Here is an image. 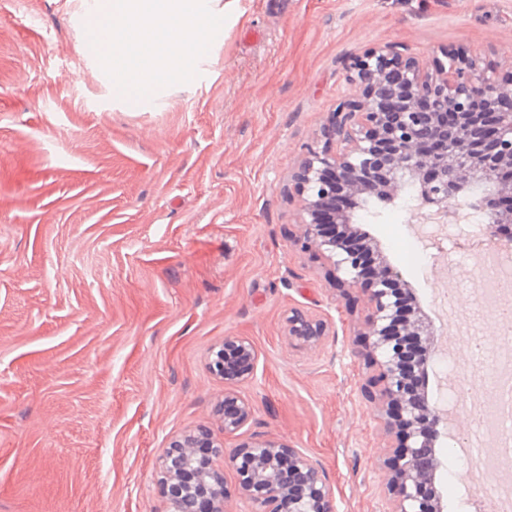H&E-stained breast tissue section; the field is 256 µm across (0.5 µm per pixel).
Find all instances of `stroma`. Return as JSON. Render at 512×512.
Instances as JSON below:
<instances>
[{
	"label": "stroma",
	"instance_id": "obj_1",
	"mask_svg": "<svg viewBox=\"0 0 512 512\" xmlns=\"http://www.w3.org/2000/svg\"><path fill=\"white\" fill-rule=\"evenodd\" d=\"M93 5L0 0V512H164L158 459L217 429L206 358L227 336L259 359L240 388L253 419L226 447L278 437L321 463L339 512H386L375 369L352 354L371 309L294 245L291 176L369 49L426 63L461 47L512 76V0H235L194 84L137 110L84 38ZM417 205L409 190L354 222L445 337L427 380L455 418L436 487L444 512H473L466 476L495 444L466 417L468 378L495 375L504 338L464 246L479 214L441 230ZM292 308L331 334L289 345Z\"/></svg>",
	"mask_w": 512,
	"mask_h": 512
}]
</instances>
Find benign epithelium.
<instances>
[{"label":"benign epithelium","mask_w":512,"mask_h":512,"mask_svg":"<svg viewBox=\"0 0 512 512\" xmlns=\"http://www.w3.org/2000/svg\"><path fill=\"white\" fill-rule=\"evenodd\" d=\"M349 81L355 94L336 106L321 130L319 150L310 149L292 174L299 198L300 242L326 257L341 288H357L371 308L356 358H369L379 369L374 401L384 415L394 443L382 448L388 472V512H443L441 498H423V488L436 482L441 462L436 454L440 413L415 404L406 392L407 379L393 344L395 317L391 283L407 287L380 243L343 214L324 220L320 203L343 187L359 198L395 200L408 186L435 207L421 218L436 224L458 219L450 204L464 198L482 214L480 233L497 249L512 252V181L497 178L496 167H512V105L493 113L490 140L497 146L495 165L473 151L475 113L480 100L512 96L503 83L478 69L468 56L448 49L421 64L393 47L372 48L353 60ZM403 325L421 343L416 364L421 376L435 353L433 325L418 303ZM288 341L317 346L328 335L327 320L301 309L288 311ZM385 353L384 359L377 352ZM258 351L244 336H226L208 355L209 370L224 379L220 432L186 431L172 437L160 456L157 477L165 490L167 512H234L224 486V468L238 476L239 497L253 512H338L333 487L322 466L301 450L272 436H254L233 448L224 443L252 419V403L239 388L256 372Z\"/></svg>","instance_id":"1"}]
</instances>
